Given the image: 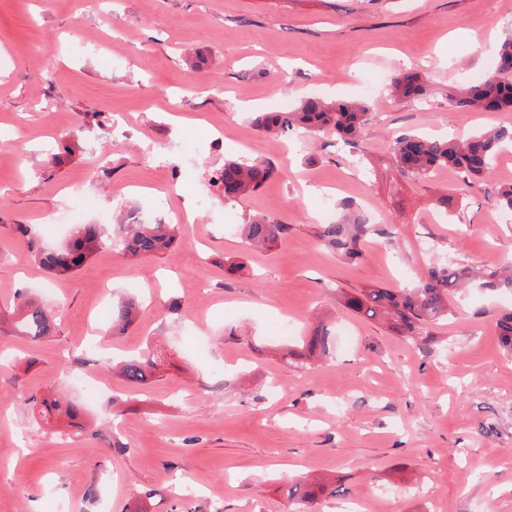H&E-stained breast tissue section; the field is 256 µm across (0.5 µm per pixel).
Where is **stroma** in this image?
<instances>
[{
	"label": "stroma",
	"instance_id": "stroma-1",
	"mask_svg": "<svg viewBox=\"0 0 512 512\" xmlns=\"http://www.w3.org/2000/svg\"><path fill=\"white\" fill-rule=\"evenodd\" d=\"M510 36L512 0H0V350L18 352L0 358V512H174L180 477L193 512L215 498L223 512H291L284 488L304 477L344 490L315 512L359 499L364 512H512V356L496 329L512 294H456L426 349L339 303L408 287L438 258L512 261V224L494 221L512 149L469 185L450 170L403 178L389 150L397 133L511 126L512 112L452 113L447 100ZM406 70L425 100L391 95ZM309 96L371 102L364 169L327 136L254 127L253 112ZM107 136L115 147L95 159ZM240 157L276 173L228 203L209 175ZM168 184L170 207L196 221L151 257L107 246L52 276L15 231L40 225L57 246L61 209L110 226L155 212ZM447 188L460 204L432 223ZM344 198L370 200L385 230L353 263L315 235ZM255 216L287 236L253 248L240 226ZM22 288L57 323L37 343L8 330ZM130 297L134 324L103 334ZM319 322L337 333L331 358L286 356ZM148 344L163 361L146 385L113 374V358ZM33 394L83 407L86 430L35 421Z\"/></svg>",
	"mask_w": 512,
	"mask_h": 512
}]
</instances>
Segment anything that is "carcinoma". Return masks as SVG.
Instances as JSON below:
<instances>
[{"mask_svg":"<svg viewBox=\"0 0 512 512\" xmlns=\"http://www.w3.org/2000/svg\"><path fill=\"white\" fill-rule=\"evenodd\" d=\"M512 38L504 39L494 56L493 72L487 79L458 89L448 90V111L477 110L481 112L512 111ZM426 89L419 75L407 73L393 79L391 95L418 101ZM370 104L328 103L316 97L300 102L293 112H260L255 124L265 134L287 136L298 128L313 134H329L336 143L358 148L359 136L371 121ZM512 143V128L498 127L452 140L428 139L410 134L395 138L391 145L393 159L399 174L415 181H426L437 171L452 169L466 182L488 175L497 156L506 143ZM275 174V168L248 158L228 160L224 167L213 172L210 182L224 186V201L231 202L242 194L258 190ZM342 218L334 224H322L317 238L323 246L334 251L343 261L352 262L362 257L367 239L380 235L377 225L361 215L359 206L345 200L340 203ZM17 231L27 239L30 252L44 269L56 275H69L84 266L92 254L103 246L119 245L133 258L153 256L176 239L173 224H131L116 222L110 234L95 224L76 228L68 241L56 248L39 244L40 232L32 224H19ZM244 237L256 247L272 248L288 234V225L278 224L266 217L252 219L241 225ZM492 291L512 292L511 268L478 269L463 262L431 263L410 288L393 289L366 287L342 294L343 306L359 317L380 323L393 335L418 345L430 342L428 327L448 318L451 300L458 290L473 280ZM137 306L133 301L120 304L112 310V327L106 332L115 334L131 324ZM54 322L43 304L26 292L17 295L15 320L11 329L36 343L49 335ZM497 331L504 351L512 356V312L497 319ZM335 343L333 330L321 325L302 341L300 350H291L296 359L309 360L315 355L327 356ZM160 356L152 347L122 361L121 377L133 386H142L154 375ZM33 414L47 419L65 415L73 423L81 417L78 405L61 404L33 394L27 398ZM294 512H311V505L322 495H338L339 490L325 484L303 485L294 482L285 489Z\"/></svg>","mask_w":512,"mask_h":512,"instance_id":"obj_1","label":"carcinoma"}]
</instances>
